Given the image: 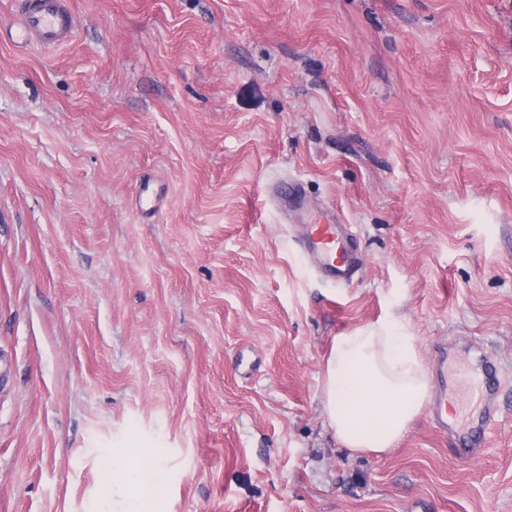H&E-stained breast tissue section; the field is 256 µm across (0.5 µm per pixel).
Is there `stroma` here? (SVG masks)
<instances>
[{"label":"stroma","instance_id":"obj_1","mask_svg":"<svg viewBox=\"0 0 512 512\" xmlns=\"http://www.w3.org/2000/svg\"><path fill=\"white\" fill-rule=\"evenodd\" d=\"M0 40V512H512V0H71ZM300 185L281 215L267 188ZM365 255L336 286L294 228ZM392 315L428 372L506 377L472 459L421 412L383 454L328 426L336 336ZM15 22L24 44L59 45L76 30V18L66 0H22ZM161 470L150 457L136 448L125 457L113 459L112 469L104 477L105 490L114 486L127 491V512H152V502L160 492Z\"/></svg>","mask_w":512,"mask_h":512}]
</instances>
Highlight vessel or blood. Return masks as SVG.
<instances>
[{"mask_svg":"<svg viewBox=\"0 0 512 512\" xmlns=\"http://www.w3.org/2000/svg\"><path fill=\"white\" fill-rule=\"evenodd\" d=\"M15 22L23 43L59 45L70 40L76 30V18L67 0H21ZM300 246L313 264L332 282L350 283L362 266V259L353 245L346 225L335 219L319 216L313 223L303 225ZM501 384L498 371L477 366L472 370L473 393L479 411L470 419L467 453L478 456L485 435L496 411V392ZM432 423L445 435H453L448 423V392L438 387L429 410Z\"/></svg>","mask_w":512,"mask_h":512,"instance_id":"obj_1","label":"vessel or blood"}]
</instances>
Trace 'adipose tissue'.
Segmentation results:
<instances>
[{
	"instance_id": "adipose-tissue-1",
	"label": "adipose tissue",
	"mask_w": 512,
	"mask_h": 512,
	"mask_svg": "<svg viewBox=\"0 0 512 512\" xmlns=\"http://www.w3.org/2000/svg\"><path fill=\"white\" fill-rule=\"evenodd\" d=\"M413 337L389 317L335 338L322 369L329 426L354 453L382 454L406 435L430 392ZM161 470L138 450L113 460L106 488L127 491V512H151Z\"/></svg>"
}]
</instances>
